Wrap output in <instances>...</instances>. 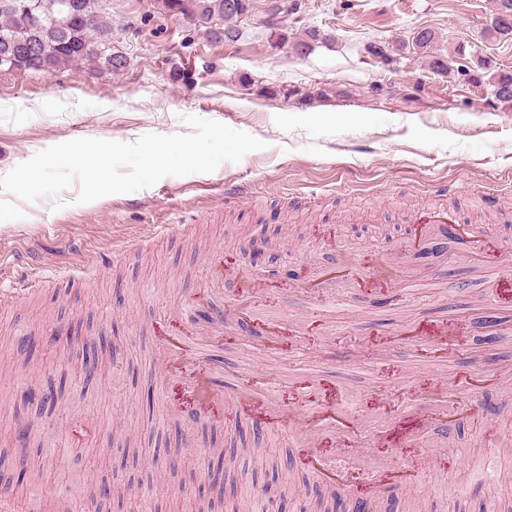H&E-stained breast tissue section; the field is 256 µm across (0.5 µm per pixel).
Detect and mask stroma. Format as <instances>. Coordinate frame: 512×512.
<instances>
[{
  "mask_svg": "<svg viewBox=\"0 0 512 512\" xmlns=\"http://www.w3.org/2000/svg\"><path fill=\"white\" fill-rule=\"evenodd\" d=\"M269 0H251L237 42L211 40L193 22L160 13L157 0H102L112 49L128 59L119 75L87 69L0 75V175L50 146L78 138L132 142L144 134L191 133L195 115L247 132L262 149L210 173L168 176L133 193L80 204L78 185L25 202L0 192V400L59 380L46 361L13 359L24 336L50 337L75 321L87 335L117 332L146 354L123 377L95 372L90 386L66 383V422L35 420L30 435L57 476L62 512L86 483L129 480L148 512H194V456L212 441L239 450L254 468L258 447L294 456V428L322 383L343 394L353 419L388 430L416 393L448 395L451 380L477 383L498 401L512 381V306L494 268L467 243L476 236L512 246V103L488 85L448 78L432 58L456 67L490 60L512 72V36L490 32L493 0H297L287 40L264 22ZM335 35L306 56L288 41L307 29ZM436 39L413 43L422 29ZM389 46V60L367 53ZM314 92L309 103L294 89ZM448 208L461 237L428 258L438 235L422 212ZM169 225L165 236L153 233ZM265 233L276 263L255 274L248 246ZM63 271L57 287L29 292L38 271ZM500 340L486 350L484 317ZM203 331L198 380L224 372L225 384L278 396L285 428L262 443L238 431L240 416L188 427L150 382L173 370L154 327ZM452 328L442 357L417 358L410 330ZM139 394L143 447L186 435L192 455L177 472L113 470L119 422L129 412L114 389ZM421 439L396 448L376 439L390 463L432 455L406 491L384 486L379 512H507L512 507V407L449 427L411 423Z\"/></svg>",
  "mask_w": 512,
  "mask_h": 512,
  "instance_id": "stroma-1",
  "label": "stroma"
}]
</instances>
